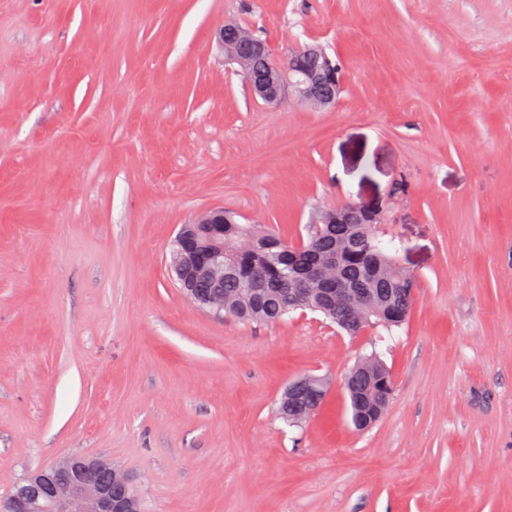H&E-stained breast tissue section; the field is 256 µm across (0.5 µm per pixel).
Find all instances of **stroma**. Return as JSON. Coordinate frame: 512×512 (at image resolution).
Listing matches in <instances>:
<instances>
[{
    "instance_id": "1",
    "label": "stroma",
    "mask_w": 512,
    "mask_h": 512,
    "mask_svg": "<svg viewBox=\"0 0 512 512\" xmlns=\"http://www.w3.org/2000/svg\"><path fill=\"white\" fill-rule=\"evenodd\" d=\"M228 23L322 45L335 107L255 97ZM372 200L416 285L384 341L173 282L207 210L296 240ZM374 352L394 395L359 432L340 383ZM308 373L328 401L287 425ZM71 455L147 512H512V0H0V499Z\"/></svg>"
}]
</instances>
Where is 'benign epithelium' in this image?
<instances>
[{"label":"benign epithelium","instance_id":"benign-epithelium-1","mask_svg":"<svg viewBox=\"0 0 512 512\" xmlns=\"http://www.w3.org/2000/svg\"><path fill=\"white\" fill-rule=\"evenodd\" d=\"M225 61L238 65L247 74V82L255 95L271 103L288 90L304 103L323 108L336 105L342 92V81L331 58L318 45L307 46L302 53L312 57L319 65L304 71L293 65L274 62L258 76L249 75V59L253 55L270 53L269 44L254 37L244 29L238 30L233 42L224 40ZM385 204H349L343 208L327 209L311 219L316 228L323 224L382 223ZM224 209L207 211L191 224H183L173 242L171 253L179 288L186 299L205 312L224 311V262L237 261L243 250L224 243ZM341 248L330 246L306 258L298 253L285 251L288 260V297L304 303L315 297L318 309H334L339 301L364 303L376 307V289L370 287L368 278L336 273L340 263ZM362 369L371 378L365 389L350 388L363 407L358 427H372L387 411L390 399L378 398L375 389L386 382V373L376 365L366 362ZM328 380L317 375H306L290 382L288 393L300 387L317 397L325 396ZM36 493H20L11 501V512H134V501L127 495L133 484L132 476L120 466L102 458L71 456L32 478Z\"/></svg>","mask_w":512,"mask_h":512}]
</instances>
